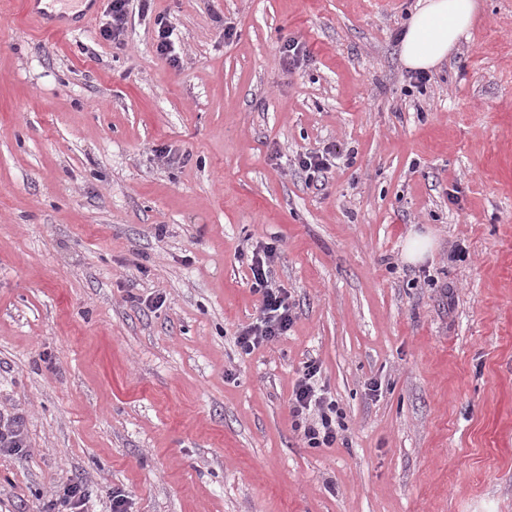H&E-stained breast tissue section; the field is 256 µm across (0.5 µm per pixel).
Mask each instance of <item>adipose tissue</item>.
I'll use <instances>...</instances> for the list:
<instances>
[{
	"instance_id": "adipose-tissue-1",
	"label": "adipose tissue",
	"mask_w": 512,
	"mask_h": 512,
	"mask_svg": "<svg viewBox=\"0 0 512 512\" xmlns=\"http://www.w3.org/2000/svg\"><path fill=\"white\" fill-rule=\"evenodd\" d=\"M477 10L478 0H418L400 40L404 65L427 71L448 59Z\"/></svg>"
}]
</instances>
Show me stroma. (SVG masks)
Wrapping results in <instances>:
<instances>
[{
	"instance_id": "1",
	"label": "stroma",
	"mask_w": 512,
	"mask_h": 512,
	"mask_svg": "<svg viewBox=\"0 0 512 512\" xmlns=\"http://www.w3.org/2000/svg\"><path fill=\"white\" fill-rule=\"evenodd\" d=\"M416 2L152 0L116 45L108 0L58 34L0 0V512L71 477L86 512H512V0L421 89ZM267 242L295 319L247 355ZM312 359L330 448L288 411ZM155 25L158 26L156 36L157 54L159 56L165 57L166 59H170L173 62H177V57L174 54V42L171 39L174 32V28L171 25H169V23L166 20H164L163 17L156 18ZM332 153L329 150L309 152L299 155L298 167L306 174L309 183L318 182L333 166ZM433 247L431 236L415 233L404 245V255L408 262L417 263L423 261ZM24 423L21 417L0 413V451L24 448Z\"/></svg>"
}]
</instances>
